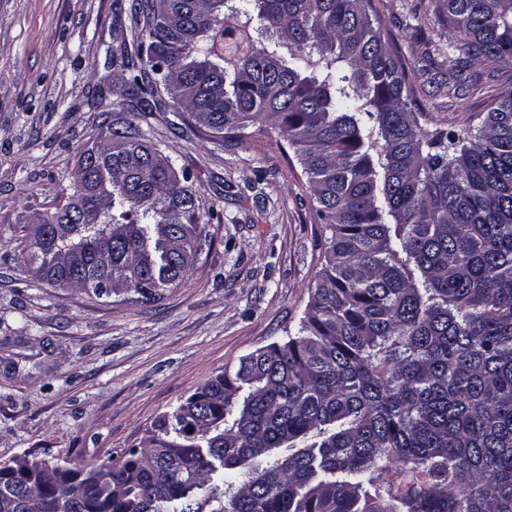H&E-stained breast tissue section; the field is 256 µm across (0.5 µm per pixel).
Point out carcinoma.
Segmentation results:
<instances>
[{
    "mask_svg": "<svg viewBox=\"0 0 512 512\" xmlns=\"http://www.w3.org/2000/svg\"><path fill=\"white\" fill-rule=\"evenodd\" d=\"M464 82L512 71V0H446ZM112 67L140 111L83 150L31 254L51 286L151 303L201 250L186 170L131 133L175 113L213 140L275 134L329 232L288 340L209 379L113 463H0V512H512V90L467 136L429 130L373 0H131ZM90 224H70L77 203Z\"/></svg>",
    "mask_w": 512,
    "mask_h": 512,
    "instance_id": "1",
    "label": "carcinoma"
}]
</instances>
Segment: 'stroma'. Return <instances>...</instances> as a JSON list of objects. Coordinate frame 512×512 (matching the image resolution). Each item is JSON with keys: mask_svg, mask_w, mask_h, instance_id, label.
Wrapping results in <instances>:
<instances>
[{"mask_svg": "<svg viewBox=\"0 0 512 512\" xmlns=\"http://www.w3.org/2000/svg\"><path fill=\"white\" fill-rule=\"evenodd\" d=\"M428 128L477 127L512 89L491 63L456 86L444 0H373ZM116 0H0V463L111 465L210 378L297 331L324 264L325 231L293 149L232 145L172 113H138L111 55L139 37ZM134 129L192 173L205 243L151 304L35 278L18 254L76 181L108 124Z\"/></svg>", "mask_w": 512, "mask_h": 512, "instance_id": "stroma-1", "label": "stroma"}]
</instances>
